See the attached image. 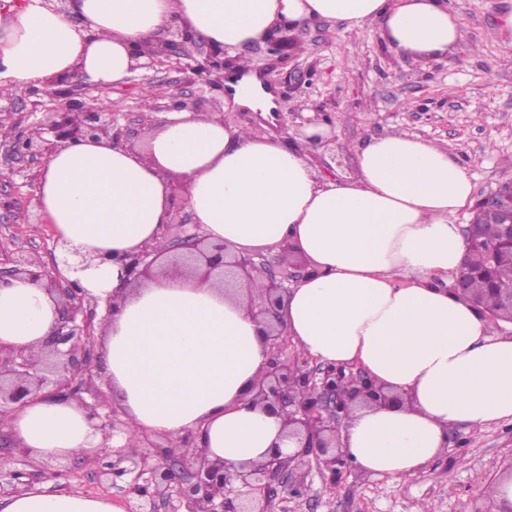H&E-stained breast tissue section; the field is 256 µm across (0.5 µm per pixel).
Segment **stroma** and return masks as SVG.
I'll list each match as a JSON object with an SVG mask.
<instances>
[{"instance_id":"1","label":"stroma","mask_w":512,"mask_h":512,"mask_svg":"<svg viewBox=\"0 0 512 512\" xmlns=\"http://www.w3.org/2000/svg\"><path fill=\"white\" fill-rule=\"evenodd\" d=\"M469 30V43L450 58L428 67L396 56L376 33L355 36L344 24L313 19L279 32L278 55L264 43L241 48L256 70H272L268 89L277 111L270 133L288 146L306 147L324 174L340 179L354 172V149L371 136L397 129L448 148L473 175V198L481 200L512 182V61L501 58L498 0H450ZM180 90L190 111L213 114L249 127L262 116L228 111L229 93L215 77H203L188 60L134 72L127 81L100 93L103 124L126 127L122 143L142 150L162 117L145 112L146 96L168 103ZM32 87L0 96V126L9 132L43 127L46 107L34 102ZM306 109L332 127L324 142L304 146L293 112ZM46 161L24 157L0 182V257H27L51 264L57 254L53 228L34 196L35 180ZM512 473V421L452 429L446 452L416 476L337 475L325 480L311 470L303 499L280 495L274 512H470L474 500L495 512L491 490Z\"/></svg>"}]
</instances>
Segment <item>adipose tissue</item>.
Segmentation results:
<instances>
[{"label": "adipose tissue", "mask_w": 512, "mask_h": 512, "mask_svg": "<svg viewBox=\"0 0 512 512\" xmlns=\"http://www.w3.org/2000/svg\"><path fill=\"white\" fill-rule=\"evenodd\" d=\"M344 23L426 65L454 55L468 31L448 0H0V95L80 72L116 87L148 61L159 33L184 29L236 50L281 26ZM331 129H303L291 148L257 129L176 110L139 151L108 137L64 144L36 186L59 243L58 272L112 302L101 373L137 437H191L209 458L264 459L297 450L282 419L252 406L264 368L265 325L245 300L169 262L168 178H181L204 237L238 254L290 244L307 273L290 288L282 325L295 349L337 366L358 363L403 404L358 409L340 428L352 465L401 480L446 451L459 425L512 420V336L446 286L466 243L457 224L472 204L469 172L448 149L403 131L355 149L356 172L327 178L306 145ZM149 251L151 277L131 284L128 254ZM57 306L39 284H0V344L37 348ZM10 430L36 458L96 447L100 434L75 400L32 401ZM0 512H120L105 498L50 482L0 502Z\"/></svg>", "instance_id": "adipose-tissue-1"}]
</instances>
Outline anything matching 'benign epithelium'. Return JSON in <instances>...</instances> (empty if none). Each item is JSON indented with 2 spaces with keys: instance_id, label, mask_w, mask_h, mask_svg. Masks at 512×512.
I'll list each match as a JSON object with an SVG mask.
<instances>
[{
  "instance_id": "obj_1",
  "label": "benign epithelium",
  "mask_w": 512,
  "mask_h": 512,
  "mask_svg": "<svg viewBox=\"0 0 512 512\" xmlns=\"http://www.w3.org/2000/svg\"><path fill=\"white\" fill-rule=\"evenodd\" d=\"M202 56L197 67L202 72L224 67V49L208 42L184 35L181 41L161 40L155 55L143 67L152 68L162 59ZM73 80L82 85L79 73L46 81L38 95L57 100L64 90L60 86ZM99 98L87 107L86 119L76 123L71 108L62 104L50 113L48 127L54 139H36L28 135L13 138L6 152L12 156H43L48 158L57 148L70 141L99 137ZM490 222L500 227L501 247L488 250L487 258L495 260L503 255L512 258V184L479 201L474 216L463 228L465 241L476 234V224ZM169 248L176 261L197 267L204 265V276L220 271L224 279L240 286L251 287L252 272L262 270L266 285L260 289V314L267 324V365L252 388L250 402L266 412L281 416L283 430L289 437L302 436L305 442L292 454L284 455L276 448L257 462L228 464L211 460L206 449L188 442L180 453L171 449L154 455L136 449L135 439H129L127 448L115 451V458L97 469L99 480L116 484L128 474L134 475L128 493L136 505L128 512H272V504L279 494L301 498L308 491L305 477L311 468L330 471L331 476L351 467L346 452L339 442L342 419L349 416L358 404H386L399 402L401 396H388L366 374L346 371L343 366L315 365L313 359L290 350L291 340L281 329L280 307L288 292V285L304 276L305 266L290 259V248L282 247V263L288 273L276 274L269 267H260L252 255L237 256L222 244H210L199 234L182 231L171 237ZM27 275L42 281L48 290L58 294L57 321L46 345L35 352L25 348L0 345V419L11 416L34 399L65 396L90 410L96 420L95 428L104 439L114 436L117 427L112 412L107 410L101 391L92 390L97 376L92 362L93 336L83 318L81 301L85 292L77 282L61 284L57 267L46 268L30 259L17 260L5 271L0 267V283L11 277ZM90 395L87 402L84 395ZM51 475L69 480L73 468L38 462L37 474L14 469L0 474V493L20 494L32 487L34 477Z\"/></svg>"
}]
</instances>
